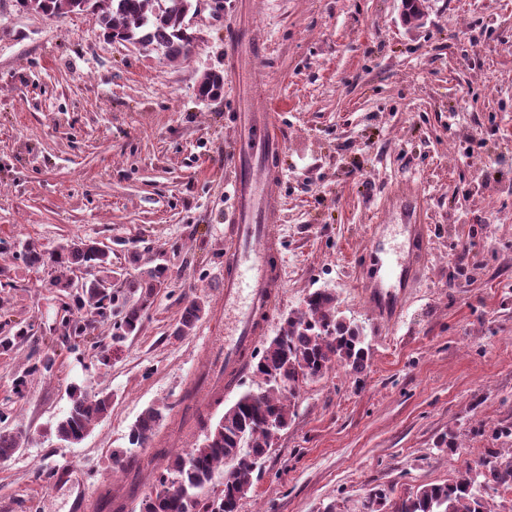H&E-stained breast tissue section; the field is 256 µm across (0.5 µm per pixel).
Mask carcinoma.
I'll return each instance as SVG.
<instances>
[{
  "instance_id": "obj_1",
  "label": "carcinoma",
  "mask_w": 512,
  "mask_h": 512,
  "mask_svg": "<svg viewBox=\"0 0 512 512\" xmlns=\"http://www.w3.org/2000/svg\"><path fill=\"white\" fill-rule=\"evenodd\" d=\"M22 11L48 17L68 12H89L96 16L104 35L134 45L151 47L170 62L187 58L195 49L194 32L186 22L196 7L193 0H16ZM224 91V75L208 72L200 79L198 92L216 98ZM24 266L37 272L51 270L48 285L58 292L67 319L54 335L64 347L82 341L96 351L97 361L106 365L112 345L141 331L155 298L169 288L167 266L139 267L124 287L102 291L99 278L117 274L112 249L104 250L92 238H73L53 249L29 242L19 251ZM93 269L85 288L74 292L71 281L77 272ZM203 298L187 301L172 329V336L190 335L205 312ZM122 318L112 321V310ZM111 330V342L95 334L97 326ZM30 324L4 321L0 324V353L9 354L24 343ZM370 356L363 329L338 315L336 295L316 290L307 295L304 310L284 319L277 336L266 343L254 366L256 388L243 392L215 422L198 418L205 429L200 443L174 453L163 472L141 500V512H238L239 501L252 486L253 474L260 469L279 433L288 428L302 384L320 379L337 366L352 373L365 370ZM56 351H46L27 364L13 382V393L24 397L34 376L54 372ZM70 408L58 421L56 436L68 443L84 439L93 422L112 409V396L91 394L76 386L68 389ZM165 415L163 409L146 407L131 426L128 443L146 448L154 441ZM29 439L25 429L0 428V460L12 457ZM230 465L232 479L215 493L213 483L219 467ZM512 492V449L495 452L491 459L468 466L444 484H430L391 504L392 512H491L486 497Z\"/></svg>"
}]
</instances>
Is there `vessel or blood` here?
Listing matches in <instances>:
<instances>
[{
  "label": "vessel or blood",
  "instance_id": "obj_1",
  "mask_svg": "<svg viewBox=\"0 0 512 512\" xmlns=\"http://www.w3.org/2000/svg\"><path fill=\"white\" fill-rule=\"evenodd\" d=\"M279 139L276 114L269 111L253 120L249 136L237 137L228 145L238 161L230 180L236 207L232 232L225 243L220 295L225 304L240 306L241 311L233 337L224 342L223 360L210 357L200 367L199 372L206 375L207 381L196 386L194 394L198 397L215 389V376H223L229 384L246 372L247 359L277 309L282 267L272 261L279 241L273 221L279 212L276 184L281 174L271 166L255 169L250 161L260 150L275 153ZM386 202L399 213L409 235L410 248L401 259L388 263L385 274L371 273L362 283V293L374 319L380 323L392 322L399 314L408 288L424 273L430 246V227L425 222L415 184L398 183L388 193ZM56 479L70 482L75 488L74 512H86L89 499L73 468L62 466L56 472Z\"/></svg>",
  "mask_w": 512,
  "mask_h": 512
}]
</instances>
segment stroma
I'll list each match as a JSON object with an SVG mask.
<instances>
[{
    "instance_id": "obj_1",
    "label": "stroma",
    "mask_w": 512,
    "mask_h": 512,
    "mask_svg": "<svg viewBox=\"0 0 512 512\" xmlns=\"http://www.w3.org/2000/svg\"><path fill=\"white\" fill-rule=\"evenodd\" d=\"M199 0L193 54L171 63L156 51L103 36L94 15L48 18L0 0V238L44 248L80 236L111 247L125 267L172 274L138 336L108 366L85 348L59 349L53 376L34 377L25 398L13 381L46 350L59 304L41 275L11 254L8 316L36 323L34 337L0 354V406L8 428L30 438L0 462V503L11 512H70L72 491L56 469L74 466L92 512L103 482L122 484L124 512L165 468L161 447L136 450L141 470L112 473L147 406L165 408L159 436L181 448L180 428L216 418L253 388L247 374L185 410L199 358L221 346L236 309L220 306L224 247L235 201L225 188V151L243 113L283 102L276 232L282 301L266 336L328 289L361 324L370 346L360 374L338 367L303 384L294 415L239 512H365L370 494L396 501L451 481L489 451L512 448V0H424L416 28L400 0ZM256 35L262 57L240 46L228 68V32ZM224 75L218 99L198 94L203 73ZM412 180L431 227L428 266L400 318L377 324L358 288L374 238L401 252L406 232L384 207L392 185ZM203 297L193 335L171 331L185 300ZM77 384L112 396L110 415L79 443L54 428ZM454 447H447L446 438Z\"/></svg>"
}]
</instances>
